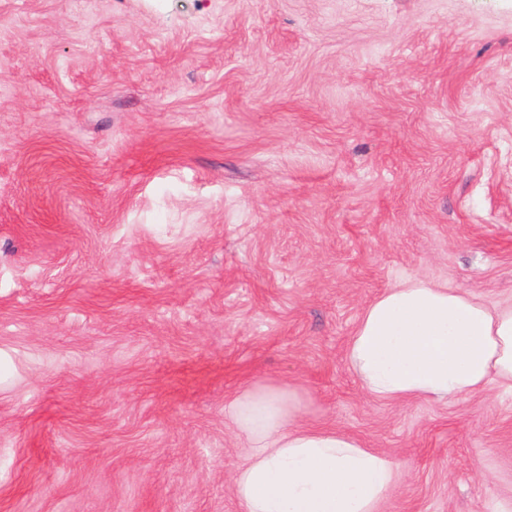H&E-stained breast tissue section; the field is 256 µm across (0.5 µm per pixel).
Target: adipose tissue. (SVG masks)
Segmentation results:
<instances>
[{
    "label": "adipose tissue",
    "instance_id": "1",
    "mask_svg": "<svg viewBox=\"0 0 512 512\" xmlns=\"http://www.w3.org/2000/svg\"><path fill=\"white\" fill-rule=\"evenodd\" d=\"M346 358L372 400L447 403L495 388L512 391V304L418 277L361 311ZM287 384L247 387L224 407L246 445L233 476L241 512H380L401 464L336 428L301 424Z\"/></svg>",
    "mask_w": 512,
    "mask_h": 512
}]
</instances>
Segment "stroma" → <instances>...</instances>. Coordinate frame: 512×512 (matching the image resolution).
<instances>
[{"label": "stroma", "instance_id": "35a3bbf8", "mask_svg": "<svg viewBox=\"0 0 512 512\" xmlns=\"http://www.w3.org/2000/svg\"><path fill=\"white\" fill-rule=\"evenodd\" d=\"M409 277L512 303V0H0V512H239L281 383L382 512H512V393L349 368Z\"/></svg>", "mask_w": 512, "mask_h": 512}]
</instances>
